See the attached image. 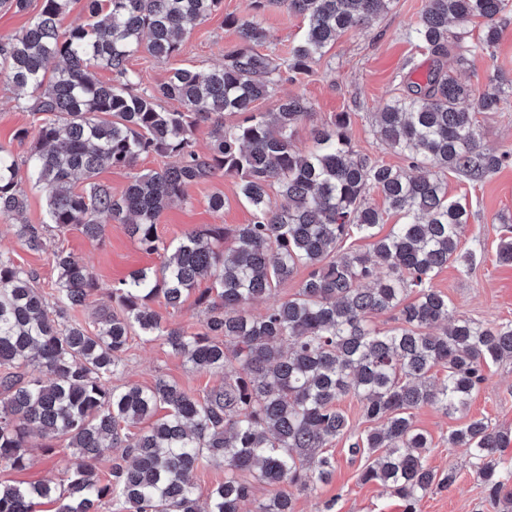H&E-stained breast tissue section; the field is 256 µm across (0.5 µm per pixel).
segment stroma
<instances>
[{
    "instance_id": "stroma-1",
    "label": "stroma",
    "mask_w": 512,
    "mask_h": 512,
    "mask_svg": "<svg viewBox=\"0 0 512 512\" xmlns=\"http://www.w3.org/2000/svg\"><path fill=\"white\" fill-rule=\"evenodd\" d=\"M426 0H394L391 9L374 19L368 29L351 30L341 35L315 65L312 76L299 80H281L273 98L257 103L260 112L273 111L277 99L301 96L311 105L308 116L298 125L295 142L299 148L311 146V132L337 112L351 115L349 135L354 149L394 167L404 166L402 156L387 149L373 131V114L393 95L403 89L411 67L426 71L431 63L428 53L413 48L406 39L408 30L418 20ZM251 0H223V6L208 19L186 33L179 54L162 63L139 53L130 66L141 79L143 87L163 82L171 69L189 67L207 72L224 62V50L238 44L236 29L225 26V16L251 18ZM267 32L265 52L281 54L296 45L304 32L301 17L277 7L267 9L260 17ZM501 73L512 79V28L494 48L492 54L479 55L471 68L458 69V76L479 88H486L488 77ZM32 112L16 98L11 85L0 80V145L17 157H25L32 139L17 140L15 132L30 126ZM484 147L491 152H512V101L500 112L479 115ZM448 194L466 203L471 217L462 235V251H475L472 267L452 263L434 278L435 288L447 295L457 314L487 324L512 320V266L496 261L499 239L512 228V165L479 182L455 173H447ZM224 196L222 212L207 207L210 195ZM28 207L19 219L0 216V252L10 254L25 268L35 270L38 284L50 289L56 279L54 259L59 250H67L82 258L99 281V289L87 304L73 311L75 320L92 327L98 309L110 303L112 285L136 269L160 267L163 253H146L130 238L124 225L102 217V241H89L77 228L58 230L48 224L45 213L46 192L28 187ZM253 219L251 208L238 194L236 184L217 177L190 186L187 198L167 208L157 225L164 242L179 240L190 229L204 224L234 226ZM41 224L45 227V247L34 253L17 241L14 224ZM126 372L121 381L142 387L158 380L178 384L200 394L219 386L220 375L196 370L182 357L172 354L163 339L144 341L132 338L125 355ZM487 380L473 397L468 410L455 416L445 415L437 407L425 405L415 412L419 428L433 439L428 455L429 465L437 471L456 468L458 479L448 489L429 493L420 503L419 512H492L484 505L481 488L468 464V451L448 444L449 434L469 420L485 417L500 428L512 431V362L490 365ZM347 443L339 439L326 450L336 461L330 483L301 496L297 512H322L326 503H333V512H403L399 499L376 484H360L358 461L348 455ZM70 458L64 439L36 441L25 469L0 468V483L28 484L47 477H62Z\"/></svg>"
}]
</instances>
